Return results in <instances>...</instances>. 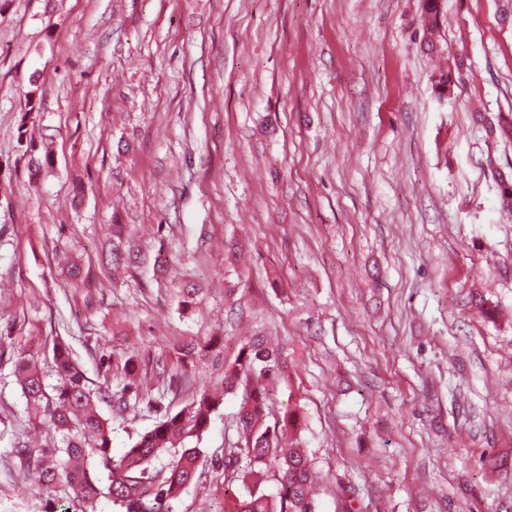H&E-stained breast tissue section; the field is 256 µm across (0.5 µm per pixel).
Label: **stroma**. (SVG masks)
<instances>
[{"label":"stroma","mask_w":512,"mask_h":512,"mask_svg":"<svg viewBox=\"0 0 512 512\" xmlns=\"http://www.w3.org/2000/svg\"><path fill=\"white\" fill-rule=\"evenodd\" d=\"M441 2L437 55L423 0L0 5V512H77L17 471L33 424L13 355L50 367L64 337L115 390L102 357L136 356L138 397L99 405L118 455L255 335L288 361L270 412L302 406L319 512L342 485L361 512H512V210L495 179L512 138L487 129L512 115V28L495 0ZM441 67L460 72L442 102ZM33 87L27 134L53 152L35 179L17 143ZM116 224L132 257L113 266ZM194 336L220 351L171 385L159 369ZM241 400L213 413L172 512H217L211 461L239 442Z\"/></svg>","instance_id":"stroma-1"}]
</instances>
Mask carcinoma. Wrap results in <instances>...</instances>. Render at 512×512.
Segmentation results:
<instances>
[{
    "mask_svg": "<svg viewBox=\"0 0 512 512\" xmlns=\"http://www.w3.org/2000/svg\"><path fill=\"white\" fill-rule=\"evenodd\" d=\"M424 11L421 47L432 54L438 51L436 34L442 12L437 0H425ZM456 86L454 71H440L433 77V88L440 99ZM216 344L214 337L184 342L176 352L173 369L195 353L211 351ZM52 361L54 384L46 381L30 353L18 357L14 369L28 414L35 420L48 421L55 432L53 441L45 446L15 444L14 454L24 476L45 492L68 487L74 498L91 510L99 497L106 495L126 512H171V502L196 480L201 456L196 442L208 429L224 392L241 387V445L224 449V456L215 461L216 468L224 471L223 512H317L311 488L312 461L307 449L293 436L299 421L298 408L288 409L271 425L266 423L284 362L265 337L253 336L241 347L235 359L224 365L223 378L215 389L196 394L176 413L160 411L153 428L138 435L117 458L112 455V427L97 407L108 401L120 406L126 403L127 393L137 389L134 357L123 362V387L117 393L108 386H93L62 339L53 342ZM168 454L174 457L171 465L157 467ZM271 479L279 485L273 497L264 492V485Z\"/></svg>",
    "mask_w": 512,
    "mask_h": 512,
    "instance_id": "1",
    "label": "carcinoma"
}]
</instances>
